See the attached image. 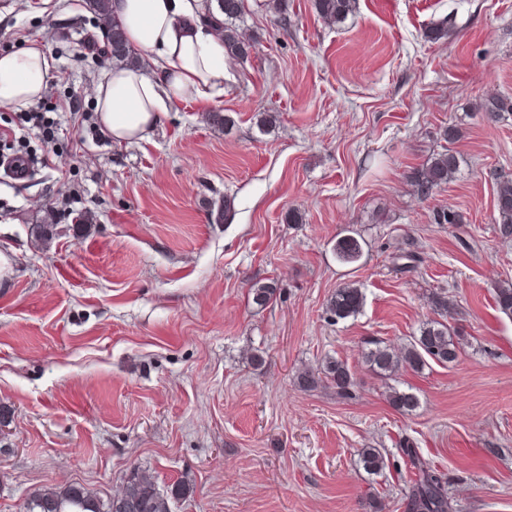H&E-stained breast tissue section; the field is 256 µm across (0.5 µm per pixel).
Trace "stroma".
I'll return each mask as SVG.
<instances>
[{"mask_svg":"<svg viewBox=\"0 0 512 512\" xmlns=\"http://www.w3.org/2000/svg\"><path fill=\"white\" fill-rule=\"evenodd\" d=\"M96 24L88 0H0V54L40 41L58 62L52 143L0 107V156L36 159L27 179L0 171V512L73 483L109 498L136 466L164 493L185 481L172 512H409L405 439L455 512H512V317L494 300L512 282L495 224L512 117L480 110L512 97V0H357L338 26L313 0H288L283 23L244 0L256 44L223 95L173 102L123 145L95 113L112 67L88 42ZM264 112L276 122L260 126ZM446 149L454 179L419 199L412 172ZM448 208L462 223H434ZM348 226L365 241L353 270L333 253ZM408 252L417 262L399 268ZM350 280L363 309L331 322ZM257 282L276 287L267 306ZM440 291L466 344L399 376L419 402L403 413L365 343L406 344ZM329 357L354 374L352 398L298 388ZM364 448L385 452L382 473L364 470Z\"/></svg>","mask_w":512,"mask_h":512,"instance_id":"obj_1","label":"stroma"}]
</instances>
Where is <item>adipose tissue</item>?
<instances>
[{
	"mask_svg": "<svg viewBox=\"0 0 512 512\" xmlns=\"http://www.w3.org/2000/svg\"><path fill=\"white\" fill-rule=\"evenodd\" d=\"M112 10L140 58L111 69L92 89L113 142L144 139L172 102L223 93L228 57L203 22L205 0H112ZM56 67L49 48L35 41L0 55V106L24 109L43 99Z\"/></svg>",
	"mask_w": 512,
	"mask_h": 512,
	"instance_id": "adipose-tissue-1",
	"label": "adipose tissue"
}]
</instances>
